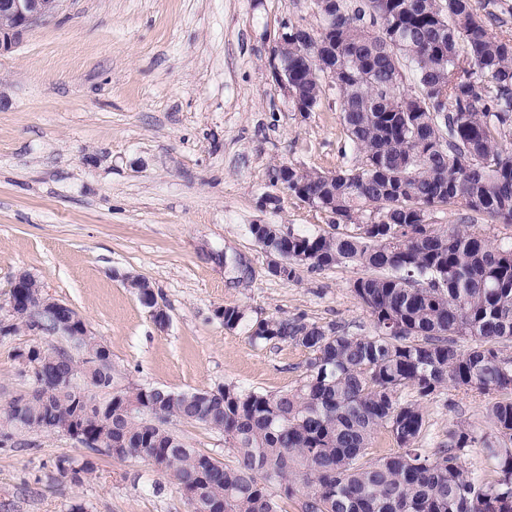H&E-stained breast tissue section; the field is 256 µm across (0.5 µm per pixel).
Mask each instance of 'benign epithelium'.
Returning a JSON list of instances; mask_svg holds the SVG:
<instances>
[{"instance_id":"7a95c632","label":"benign epithelium","mask_w":512,"mask_h":512,"mask_svg":"<svg viewBox=\"0 0 512 512\" xmlns=\"http://www.w3.org/2000/svg\"><path fill=\"white\" fill-rule=\"evenodd\" d=\"M61 0H0V55L10 52L33 27L51 21L59 10ZM36 276L22 270L13 278L9 292L8 313L0 319V335L14 334L15 320L12 316L22 311L28 322L33 324V334L42 336L64 337L69 341L71 350L67 356L72 358L74 353L81 352V361H70L64 372L52 373L53 386L76 387L80 376L102 368V360L97 356L86 354L89 344L95 342L93 332L85 319L75 309L67 316H57L59 303L42 288H30ZM138 293L150 306V313L159 322H168L166 311L158 305L153 297V290L141 288ZM84 402L98 407L101 411L102 422L96 433H88L82 423V412L65 424L60 433L78 442L98 446L112 437V403H104L99 398V389L91 386L80 391Z\"/></svg>"}]
</instances>
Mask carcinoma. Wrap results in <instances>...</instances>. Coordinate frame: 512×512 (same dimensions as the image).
<instances>
[{
	"mask_svg": "<svg viewBox=\"0 0 512 512\" xmlns=\"http://www.w3.org/2000/svg\"><path fill=\"white\" fill-rule=\"evenodd\" d=\"M318 28L288 29L280 55L288 63L294 109L309 116L326 98L308 79L314 59L336 71L329 90L351 154L334 171L284 164L286 189L344 230L284 232L250 224L268 253L288 255L270 268L292 278L307 267L354 265L368 271L351 291L373 318L375 334L354 335L300 318L249 325L254 342L291 343L309 353L306 375L290 391L268 394L224 386V399L193 391L145 395L113 364L91 373L112 386V414L135 458L153 450L155 471L196 504L221 512H512V237L489 240L472 222L512 226V8L499 0H310ZM417 89L404 87L405 73ZM458 207L443 227L436 211ZM246 321L224 307V326ZM469 345L462 347L461 342ZM453 386L499 395L487 407L492 430H448L423 447L430 401ZM410 390L416 398L403 401ZM80 393L59 389L50 404L25 391L0 408V447L26 434L7 426L14 407L49 430L69 420ZM155 406L152 419L120 417L126 406ZM224 433L230 460L195 448L170 424ZM389 432L399 451L368 458L375 436ZM479 448L497 469L486 481L464 456ZM93 456L108 455L102 448ZM93 456L60 458L58 474L78 481Z\"/></svg>",
	"mask_w": 512,
	"mask_h": 512,
	"instance_id": "1",
	"label": "carcinoma"
}]
</instances>
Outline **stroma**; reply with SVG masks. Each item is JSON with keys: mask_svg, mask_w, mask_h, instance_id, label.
Segmentation results:
<instances>
[{"mask_svg": "<svg viewBox=\"0 0 512 512\" xmlns=\"http://www.w3.org/2000/svg\"><path fill=\"white\" fill-rule=\"evenodd\" d=\"M314 27L309 0H61L48 24L0 56V306L27 270L73 306L130 382L175 391L234 384L295 389L308 353L252 343L214 311L248 322L302 317L374 334L351 290L355 266L273 276L250 224L328 233L274 167L333 170L347 146L334 101L302 116L270 51L287 21ZM278 194L277 206L265 204ZM149 281L169 316L157 325L125 275ZM27 331L0 338V405L30 387L15 357ZM488 396L450 387L427 405L424 445L449 428L490 431ZM0 448V512H187L170 477L143 459L98 457L79 482L59 458L88 451L64 435ZM158 479L160 496L146 489Z\"/></svg>", "mask_w": 512, "mask_h": 512, "instance_id": "stroma-1", "label": "stroma"}]
</instances>
